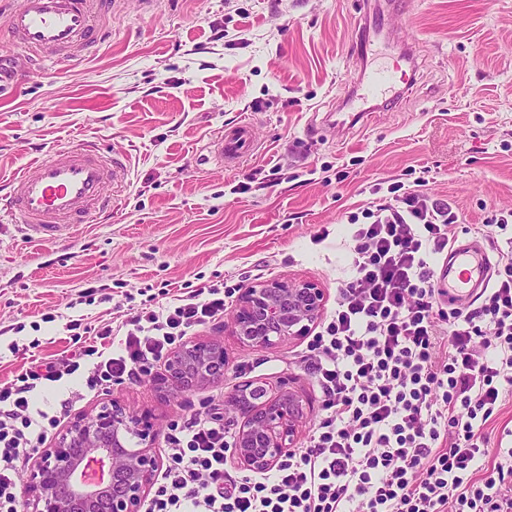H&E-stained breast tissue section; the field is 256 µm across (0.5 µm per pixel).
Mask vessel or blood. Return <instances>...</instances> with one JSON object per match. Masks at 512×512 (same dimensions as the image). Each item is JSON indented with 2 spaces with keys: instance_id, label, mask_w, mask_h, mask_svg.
Returning <instances> with one entry per match:
<instances>
[{
  "instance_id": "1",
  "label": "vessel or blood",
  "mask_w": 512,
  "mask_h": 512,
  "mask_svg": "<svg viewBox=\"0 0 512 512\" xmlns=\"http://www.w3.org/2000/svg\"><path fill=\"white\" fill-rule=\"evenodd\" d=\"M112 0H17L6 20L11 45L45 59L76 61L98 46L105 29L96 17L109 10ZM363 91H349L343 100L348 112L371 111V101L392 91L397 80L383 71L367 75ZM250 124L240 122L210 143L219 158L240 159L252 144ZM127 172L119 159L90 144L69 146L61 154L27 163L0 195V216L19 217L29 236L56 239L72 225L87 223L108 207L109 191ZM491 261L487 249L476 242L457 244L439 269L437 285L449 304H468L489 281Z\"/></svg>"
}]
</instances>
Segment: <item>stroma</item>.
<instances>
[{
    "label": "stroma",
    "mask_w": 512,
    "mask_h": 512,
    "mask_svg": "<svg viewBox=\"0 0 512 512\" xmlns=\"http://www.w3.org/2000/svg\"><path fill=\"white\" fill-rule=\"evenodd\" d=\"M368 21L404 38L374 64L411 62L416 75L398 102L354 120L341 95L362 70L354 48ZM104 25L107 40L68 67L0 43V73L19 76L0 90V180L87 141L128 166L112 187L118 208L62 238L33 241L18 220H0V324L24 326L0 335V382L25 353H61L66 318L166 306L188 286L308 279L334 306L350 277L343 216L413 173L464 215L458 238L512 208V0H415L406 14L358 0H120ZM240 120L254 129L248 157L196 164ZM193 337L223 342L222 381L168 394L147 377L84 398L71 382L36 405L88 418L116 400L149 412L160 451L167 425L211 396L284 380L305 404L307 439L322 414L299 363L308 336L248 347L223 322Z\"/></svg>",
    "instance_id": "35a3bbf8"
}]
</instances>
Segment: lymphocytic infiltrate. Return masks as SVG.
<instances>
[{
  "instance_id": "obj_1",
  "label": "lymphocytic infiltrate",
  "mask_w": 512,
  "mask_h": 512,
  "mask_svg": "<svg viewBox=\"0 0 512 512\" xmlns=\"http://www.w3.org/2000/svg\"><path fill=\"white\" fill-rule=\"evenodd\" d=\"M460 221L421 179L348 213L352 276L302 357L323 403L304 446L232 474L233 402L211 400L168 425L145 512H512V448L489 429L512 397V210L491 219L501 246L488 288L447 310L436 272ZM232 295L205 284L142 307L116 352L100 346L111 320H69L67 349L0 384V512H23L22 462L59 423L34 408L38 389L151 376L196 327L223 320Z\"/></svg>"
}]
</instances>
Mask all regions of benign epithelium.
Masks as SVG:
<instances>
[{
	"label": "benign epithelium",
	"mask_w": 512,
	"mask_h": 512,
	"mask_svg": "<svg viewBox=\"0 0 512 512\" xmlns=\"http://www.w3.org/2000/svg\"><path fill=\"white\" fill-rule=\"evenodd\" d=\"M324 289L309 280L271 279L240 289L230 324L249 347H272L301 335L322 316ZM224 344L187 341L163 363L165 388L203 387L224 378ZM241 422L233 462L251 471L272 467L296 448L304 409L288 384L263 388L257 399L242 388L231 395ZM149 414L113 400L89 419L70 423L38 453L23 480L28 512H144L160 467Z\"/></svg>",
	"instance_id": "7a95c632"
}]
</instances>
